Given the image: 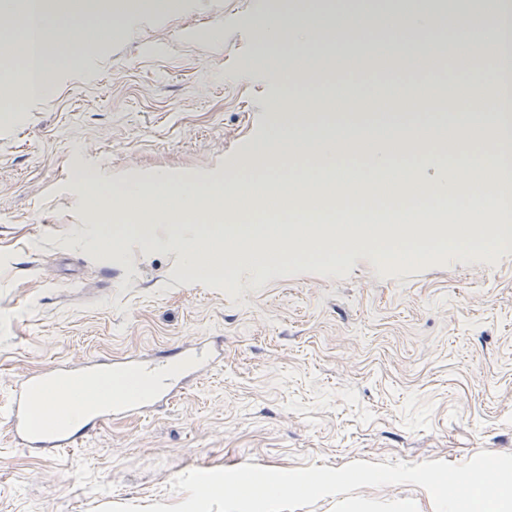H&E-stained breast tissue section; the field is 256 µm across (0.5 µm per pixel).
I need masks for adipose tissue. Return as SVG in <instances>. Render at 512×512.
<instances>
[{
	"instance_id": "obj_1",
	"label": "adipose tissue",
	"mask_w": 512,
	"mask_h": 512,
	"mask_svg": "<svg viewBox=\"0 0 512 512\" xmlns=\"http://www.w3.org/2000/svg\"><path fill=\"white\" fill-rule=\"evenodd\" d=\"M142 0H126L113 7L112 0H93L90 16L71 15L49 18L39 6H30L22 20V43H30L33 32H55L57 38L76 40L86 31L116 32L125 26L129 12L140 9ZM460 17L481 19L479 30L470 36L446 37L451 22ZM353 33L368 45H387L402 52L411 47L424 51L429 59L446 56L449 63L469 60L492 46L501 62L489 88L474 84L466 97H452L448 108L478 116L495 112L499 126L500 148L493 158L501 179L482 185L481 196L495 200L501 214L512 213V113L504 107V86L512 69V23L487 15L482 0H305L304 5L281 12L279 20H260L250 67L262 70L273 79L307 76L330 68L327 55L319 46L342 44L345 34ZM71 53L51 51L47 40H40L36 57L23 59V89L27 97L40 98L52 93L49 75L52 70L69 66ZM481 161L453 162L438 170L429 181L431 193L438 198L455 200L466 178L480 174Z\"/></svg>"
}]
</instances>
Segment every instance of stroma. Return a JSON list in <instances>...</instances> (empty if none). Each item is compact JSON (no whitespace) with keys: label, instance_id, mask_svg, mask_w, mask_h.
I'll return each mask as SVG.
<instances>
[{"label":"stroma","instance_id":"stroma-1","mask_svg":"<svg viewBox=\"0 0 512 512\" xmlns=\"http://www.w3.org/2000/svg\"><path fill=\"white\" fill-rule=\"evenodd\" d=\"M274 0H146L116 40L58 71L53 95L0 122V407L54 365L154 356L208 337L224 358L150 414L102 421L59 455L0 419V512H98L183 501L169 481L248 463L291 470L356 461L464 463L512 453V236L497 262L448 258L383 276L378 255L245 263L235 296L177 277L179 254L120 260L79 243L101 222L76 176L216 179L275 129L270 103L347 85L420 82L467 91L464 71L341 70L285 87L245 72ZM300 512H434L413 484L325 497Z\"/></svg>","mask_w":512,"mask_h":512}]
</instances>
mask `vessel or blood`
Segmentation results:
<instances>
[{"instance_id":"obj_1","label":"vessel or blood","mask_w":512,"mask_h":512,"mask_svg":"<svg viewBox=\"0 0 512 512\" xmlns=\"http://www.w3.org/2000/svg\"><path fill=\"white\" fill-rule=\"evenodd\" d=\"M219 357L211 343L202 341L184 351L176 364L128 357L120 364L112 365L109 370L115 373L156 376L159 384L146 398L130 392L90 396L87 392L89 380H102L107 369L98 365L80 368L63 365L43 376L19 382L12 402L0 409V417L8 420L25 446L46 448L56 453L75 447L82 438L81 426L73 422L72 408H88L95 420L154 409L169 399L180 384L184 370L200 373L213 366Z\"/></svg>"}]
</instances>
